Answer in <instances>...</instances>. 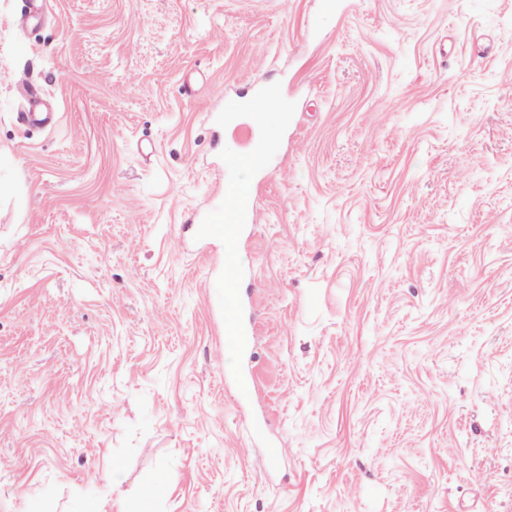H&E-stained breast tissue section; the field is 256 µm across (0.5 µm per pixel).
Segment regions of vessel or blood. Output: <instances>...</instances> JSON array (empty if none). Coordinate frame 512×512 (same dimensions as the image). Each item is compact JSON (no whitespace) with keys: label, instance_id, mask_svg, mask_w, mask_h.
Wrapping results in <instances>:
<instances>
[{"label":"vessel or blood","instance_id":"obj_1","mask_svg":"<svg viewBox=\"0 0 512 512\" xmlns=\"http://www.w3.org/2000/svg\"><path fill=\"white\" fill-rule=\"evenodd\" d=\"M224 215L227 220L224 237L230 242L239 238L245 228L257 221L256 211L246 198L238 195L231 183L226 186ZM242 277L243 273L236 263L233 250H225L223 274L218 282L219 287L224 290V296L218 305L224 333L220 349L224 352H244L250 344L249 326L238 288Z\"/></svg>","mask_w":512,"mask_h":512}]
</instances>
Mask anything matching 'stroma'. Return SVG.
<instances>
[{"instance_id":"1","label":"stroma","mask_w":512,"mask_h":512,"mask_svg":"<svg viewBox=\"0 0 512 512\" xmlns=\"http://www.w3.org/2000/svg\"><path fill=\"white\" fill-rule=\"evenodd\" d=\"M334 2L0 0V512H512V0ZM244 109L249 112H264L262 116L265 121V143H269L277 133L279 127L284 123L286 112L283 108H274L269 103H262L255 107V104L251 103V97L243 100ZM225 186L227 192L225 193L224 215L228 222L224 227H222L223 225L220 226V229L221 231L223 229L224 237L230 244L242 235L245 228L250 226L249 224L256 223L258 214L245 197L238 195H246L245 184L238 188V192L235 190V184L233 183H228ZM233 251L231 246L225 248L223 274L217 284L218 288H224V296L217 307L221 313L224 333L215 356L218 368L223 351L246 352L250 344V329L238 288L243 273L236 263Z\"/></svg>"}]
</instances>
